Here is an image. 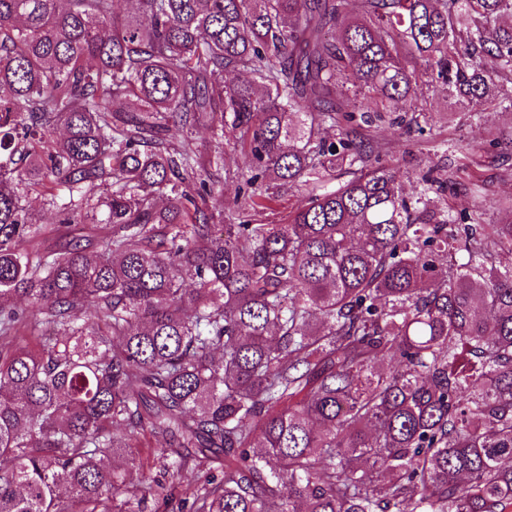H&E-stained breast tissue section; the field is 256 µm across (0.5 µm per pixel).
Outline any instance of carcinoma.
<instances>
[{
  "label": "carcinoma",
  "instance_id": "obj_1",
  "mask_svg": "<svg viewBox=\"0 0 512 512\" xmlns=\"http://www.w3.org/2000/svg\"><path fill=\"white\" fill-rule=\"evenodd\" d=\"M115 2L0 0V512H148L103 465L147 437L192 512H512V208L355 130L512 115V0ZM226 128L286 222L205 207ZM33 196L90 232L33 245ZM305 196L306 193L303 189L299 187H293L289 189L287 186L281 189L280 197L278 198L279 201L273 203L272 210H267L263 214H257L253 217L246 218L261 220L254 221L255 223L262 222L265 224H280L283 222L282 219L288 215L289 211H294L304 204Z\"/></svg>",
  "mask_w": 512,
  "mask_h": 512
}]
</instances>
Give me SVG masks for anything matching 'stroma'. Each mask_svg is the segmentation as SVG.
<instances>
[{
    "label": "stroma",
    "instance_id": "35a3bbf8",
    "mask_svg": "<svg viewBox=\"0 0 512 512\" xmlns=\"http://www.w3.org/2000/svg\"><path fill=\"white\" fill-rule=\"evenodd\" d=\"M425 105L431 119L422 130L393 135L387 123L363 128L362 137L369 139L375 155L382 162L393 165L406 192H413L420 174L434 168L448 166L453 150L469 146L479 151L483 164L479 174L487 182L484 206L486 223L498 222L503 203L512 201V158L503 159V149L490 146L489 131L496 124L506 122L507 117L498 114L489 118L461 114L447 97L426 93Z\"/></svg>",
    "mask_w": 512,
    "mask_h": 512
}]
</instances>
